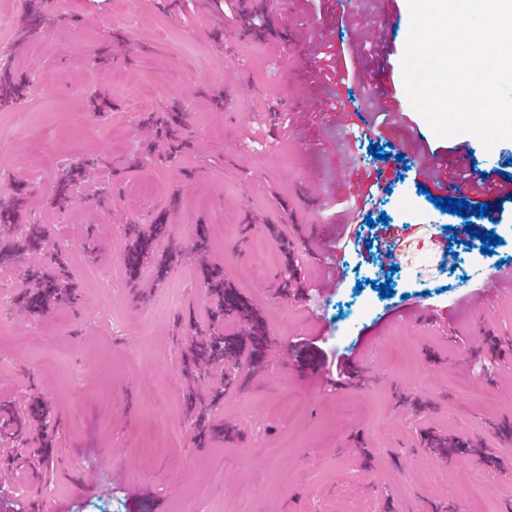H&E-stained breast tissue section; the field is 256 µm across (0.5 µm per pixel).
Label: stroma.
<instances>
[{"mask_svg": "<svg viewBox=\"0 0 512 512\" xmlns=\"http://www.w3.org/2000/svg\"><path fill=\"white\" fill-rule=\"evenodd\" d=\"M254 0H0L13 26L0 53L30 79L20 104L0 106V173L17 182L25 219L67 241L81 302L33 317L16 302L0 309L10 326L0 340V401L43 399L57 415L53 443L0 438V512H504L512 489V355L488 367V339L512 345V284L484 296V279L512 262V200L492 230L501 242L448 237L444 227L472 214H443L419 192L418 168L399 154L424 136L447 169L467 162L498 169L512 140L485 149L475 136L437 137L406 94L402 57L408 0H364L360 12L336 0H270L255 23L239 22ZM137 11L134 27L123 19ZM347 49V63L397 100L388 127L363 135L355 91L329 87L310 45ZM189 114L192 147L163 164L142 153L155 140L147 112ZM386 148L387 189L367 207L390 227L394 263L380 244L319 249L348 216L346 196L370 183V147ZM99 156L105 167L79 185L76 206L54 208L58 167ZM45 165L34 181L27 163ZM111 184V196L98 188ZM166 219L181 262L154 281L143 268L146 301L131 291L104 298L86 278L89 265L123 263L125 228ZM223 224V242L192 252L195 225ZM293 240L283 254L269 225ZM452 250L456 264L444 252ZM224 276L264 320L271 336L262 371L240 361L243 388L227 392L214 418L236 439L196 447L184 416L186 382L178 351L188 323L206 324L210 303L199 282L203 263ZM293 277L287 298L278 282ZM390 282L391 297L376 283ZM436 317L402 321L406 304ZM111 307L124 327L101 319ZM403 336L406 346L394 345ZM359 351L351 386L327 380ZM303 414L290 419L289 398ZM459 435L492 448L497 466L468 454L445 461L419 452L422 432ZM281 449L266 482L262 452ZM46 452L42 469L24 462ZM482 503L470 502L472 482Z\"/></svg>", "mask_w": 512, "mask_h": 512, "instance_id": "1", "label": "stroma"}]
</instances>
